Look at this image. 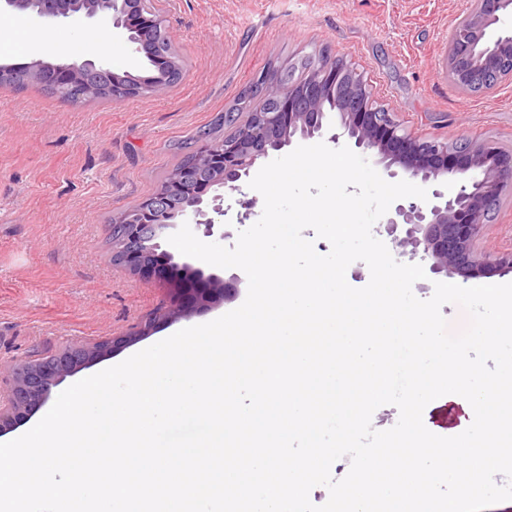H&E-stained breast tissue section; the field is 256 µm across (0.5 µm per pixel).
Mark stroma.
Returning a JSON list of instances; mask_svg holds the SVG:
<instances>
[{
    "label": "stroma",
    "instance_id": "35a3bbf8",
    "mask_svg": "<svg viewBox=\"0 0 512 512\" xmlns=\"http://www.w3.org/2000/svg\"><path fill=\"white\" fill-rule=\"evenodd\" d=\"M473 0H170L165 20L183 65L174 86L121 101L72 102L36 85H0V401L25 368L72 343H108L103 356L67 384L132 356L181 329L239 307L248 279L240 269L191 262L202 278L176 289L161 277L113 260L112 223L153 194L178 162L179 142L235 106L264 67L321 52L363 71L377 100L413 135L467 137L512 149V83L471 96L449 82L448 31ZM68 52L146 75L148 66L106 26L39 25L24 14L5 33L0 63L30 65L33 37ZM238 192L226 191L224 234L260 219L242 217ZM228 284L215 303L200 300L207 277Z\"/></svg>",
    "mask_w": 512,
    "mask_h": 512
}]
</instances>
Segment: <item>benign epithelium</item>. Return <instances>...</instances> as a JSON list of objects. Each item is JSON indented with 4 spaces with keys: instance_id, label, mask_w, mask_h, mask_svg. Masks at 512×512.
<instances>
[{
    "instance_id": "obj_1",
    "label": "benign epithelium",
    "mask_w": 512,
    "mask_h": 512,
    "mask_svg": "<svg viewBox=\"0 0 512 512\" xmlns=\"http://www.w3.org/2000/svg\"><path fill=\"white\" fill-rule=\"evenodd\" d=\"M154 0H0V14L25 11L30 17L51 23L88 22L109 17L116 36L139 56L150 55L148 41L157 34L167 41V28ZM512 13V0H475L474 8L448 33L446 72L448 83L466 94L488 92L504 81L512 82V30L498 28L501 15ZM160 83L139 89L126 72L111 64L84 59L48 63L33 62L28 81L43 84L75 98L125 99L146 96L160 85L176 82L181 69L174 57H158ZM264 98L271 107L255 113L251 124L238 126L224 138V145H207L197 155L198 166L210 168L208 200L190 198L177 212L168 213L166 195L143 199L135 208L137 220L125 225L119 252L138 272H154L164 265L170 277L192 274L187 262L177 264L160 250L159 239L183 223L214 234L224 225V189L241 190L254 169L272 154L293 143L325 136L336 142L345 136L358 148L376 152L391 177L404 174L422 183H459L455 195L432 191L426 206L413 201L399 203L386 220L388 234L406 226L405 235L394 238L398 253L422 254L434 273L456 274L465 279L512 272V250L486 254L478 247L481 229L499 206L503 188L512 187V150L460 138L451 143L412 136L396 113L378 104L364 75L343 58L316 57L301 79L280 72L262 77ZM332 109L339 116V132H331ZM103 343L64 350L54 359L29 369L15 382L8 404L0 406V435L41 408L54 387L97 357Z\"/></svg>"
}]
</instances>
